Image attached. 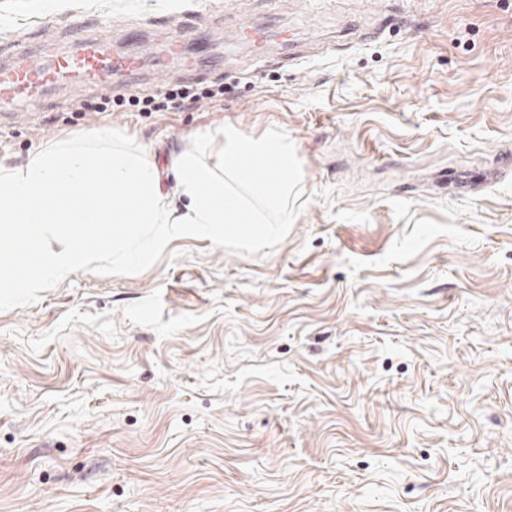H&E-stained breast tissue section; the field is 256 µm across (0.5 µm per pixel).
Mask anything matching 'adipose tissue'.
I'll list each match as a JSON object with an SVG mask.
<instances>
[{
	"label": "adipose tissue",
	"instance_id": "adipose-tissue-1",
	"mask_svg": "<svg viewBox=\"0 0 512 512\" xmlns=\"http://www.w3.org/2000/svg\"><path fill=\"white\" fill-rule=\"evenodd\" d=\"M295 158L294 143L280 134L245 138L228 126L202 136L195 150L170 164L186 200L180 210L157 164L134 150L66 143L21 166L0 164V237L25 225L36 256L21 269L0 253V282L57 278L103 248L131 246V259L138 260L190 226L216 239L268 244L289 221L288 170ZM104 184L120 190V198L102 194ZM52 239L62 240V248H49Z\"/></svg>",
	"mask_w": 512,
	"mask_h": 512
}]
</instances>
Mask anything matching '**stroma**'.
Listing matches in <instances>:
<instances>
[{
    "label": "stroma",
    "mask_w": 512,
    "mask_h": 512,
    "mask_svg": "<svg viewBox=\"0 0 512 512\" xmlns=\"http://www.w3.org/2000/svg\"><path fill=\"white\" fill-rule=\"evenodd\" d=\"M87 37L144 80L45 91L0 163L101 131L165 169L230 125L288 135L296 196L264 247L0 287V512H512V179L454 181L512 168V0H0V56ZM229 92L228 88L224 89L223 82L206 89L188 85L167 86L142 99L141 109L143 112H184L204 99L217 101Z\"/></svg>",
    "instance_id": "1"
}]
</instances>
